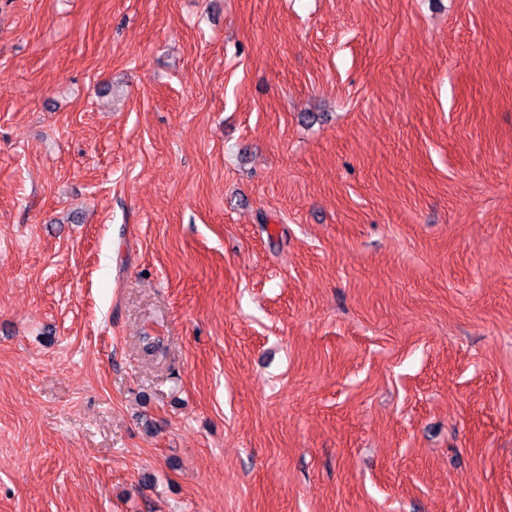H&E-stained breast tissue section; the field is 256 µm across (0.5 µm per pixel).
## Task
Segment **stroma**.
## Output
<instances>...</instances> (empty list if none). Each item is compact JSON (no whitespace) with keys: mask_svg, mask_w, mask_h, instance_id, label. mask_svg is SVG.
Returning a JSON list of instances; mask_svg holds the SVG:
<instances>
[{"mask_svg":"<svg viewBox=\"0 0 512 512\" xmlns=\"http://www.w3.org/2000/svg\"><path fill=\"white\" fill-rule=\"evenodd\" d=\"M0 512H512V0H0Z\"/></svg>","mask_w":512,"mask_h":512,"instance_id":"obj_1","label":"stroma"}]
</instances>
